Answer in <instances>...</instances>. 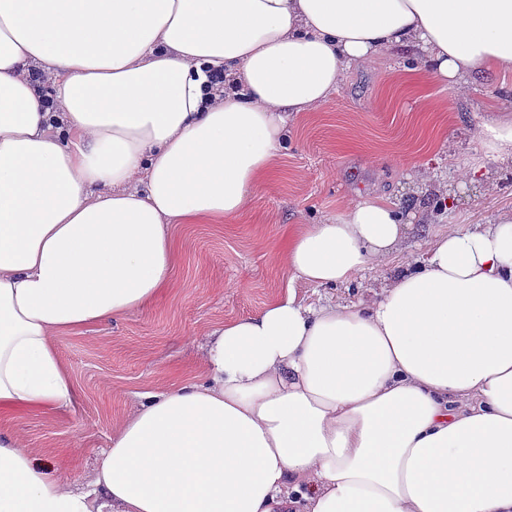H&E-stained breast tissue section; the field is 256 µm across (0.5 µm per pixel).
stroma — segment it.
<instances>
[{
  "instance_id": "obj_1",
  "label": "stroma",
  "mask_w": 512,
  "mask_h": 512,
  "mask_svg": "<svg viewBox=\"0 0 512 512\" xmlns=\"http://www.w3.org/2000/svg\"><path fill=\"white\" fill-rule=\"evenodd\" d=\"M511 95L512 71L492 82L475 76L460 91L412 71L394 51L350 70L325 106L291 121L288 149L244 217L174 226L172 282L158 301L54 336L75 384L73 405L10 420L8 428L53 473L84 486L141 394L203 372L214 328L290 292L308 301L357 298L395 266L421 258L425 241L446 226L471 228L511 213L512 167L485 161L480 140L485 123L506 115ZM480 161L494 190L462 177ZM365 196L399 203L415 227L406 249L346 286L318 289L291 278L279 256L288 232Z\"/></svg>"
}]
</instances>
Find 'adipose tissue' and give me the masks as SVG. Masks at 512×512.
<instances>
[{"instance_id":"1","label":"adipose tissue","mask_w":512,"mask_h":512,"mask_svg":"<svg viewBox=\"0 0 512 512\" xmlns=\"http://www.w3.org/2000/svg\"><path fill=\"white\" fill-rule=\"evenodd\" d=\"M391 48L460 89L512 71V0H0V420L70 406L53 337L154 301L172 225L243 217L289 121ZM410 230L366 199L281 254L335 287ZM204 371L144 394L86 490L0 427V512H512V215L378 299L224 323Z\"/></svg>"}]
</instances>
